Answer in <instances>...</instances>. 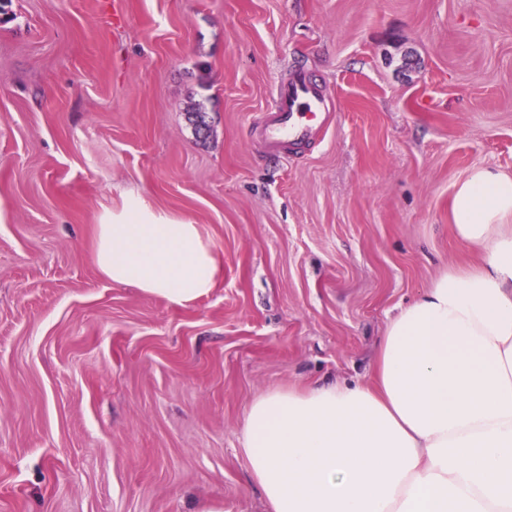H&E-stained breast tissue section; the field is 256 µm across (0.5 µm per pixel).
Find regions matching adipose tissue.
Instances as JSON below:
<instances>
[{"label":"adipose tissue","instance_id":"obj_1","mask_svg":"<svg viewBox=\"0 0 512 512\" xmlns=\"http://www.w3.org/2000/svg\"><path fill=\"white\" fill-rule=\"evenodd\" d=\"M449 225L481 259L388 319L373 384L251 403L241 451L264 512H512V175L474 168ZM94 260L108 281L177 306L223 274L199 225L136 195L96 225Z\"/></svg>","mask_w":512,"mask_h":512}]
</instances>
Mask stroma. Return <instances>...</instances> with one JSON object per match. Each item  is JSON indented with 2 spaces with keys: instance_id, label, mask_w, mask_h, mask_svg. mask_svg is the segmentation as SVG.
<instances>
[{
  "instance_id": "obj_1",
  "label": "stroma",
  "mask_w": 512,
  "mask_h": 512,
  "mask_svg": "<svg viewBox=\"0 0 512 512\" xmlns=\"http://www.w3.org/2000/svg\"><path fill=\"white\" fill-rule=\"evenodd\" d=\"M296 69L333 122L277 158L253 128ZM476 167L512 174V0H8L0 512H263L251 402L369 382L398 306L478 259L448 227ZM132 194L213 242L207 296L100 274Z\"/></svg>"
}]
</instances>
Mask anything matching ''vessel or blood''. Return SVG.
<instances>
[{
	"label": "vessel or blood",
	"instance_id": "1",
	"mask_svg": "<svg viewBox=\"0 0 512 512\" xmlns=\"http://www.w3.org/2000/svg\"><path fill=\"white\" fill-rule=\"evenodd\" d=\"M331 121L328 97L322 87L298 71L276 86L274 103L256 133L269 153L279 157L307 143Z\"/></svg>",
	"mask_w": 512,
	"mask_h": 512
}]
</instances>
